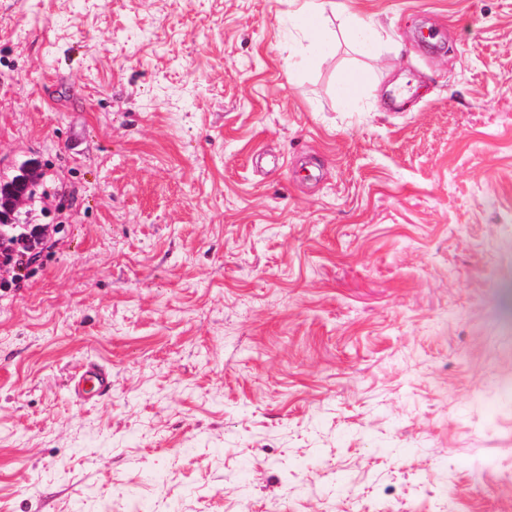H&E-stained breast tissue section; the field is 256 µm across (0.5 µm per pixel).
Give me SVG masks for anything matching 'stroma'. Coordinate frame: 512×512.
Segmentation results:
<instances>
[{"label": "stroma", "instance_id": "obj_1", "mask_svg": "<svg viewBox=\"0 0 512 512\" xmlns=\"http://www.w3.org/2000/svg\"><path fill=\"white\" fill-rule=\"evenodd\" d=\"M350 7L0 0V512H512V0ZM298 7L295 11V19L298 27L312 39L320 42L319 47L325 50L329 46L324 13L327 6L335 8L344 14V27L348 38L362 51L374 54L378 48V35L375 25L356 14L348 11L345 2L333 0H295ZM366 82L361 72L347 73L337 84L336 96L340 102L350 104L360 95ZM40 181L39 175L30 166L23 165L19 173L8 182L0 185V227L1 235H5L3 227L12 229L27 227L18 224V216L21 209L32 200L34 192ZM28 233L24 230H16L14 233L1 238L0 255L3 257L9 269L7 273L10 279L0 280V288H14L23 278L21 271L33 262L36 257L51 242L55 227L50 224H32ZM111 384V375L106 370L90 364L73 379L71 392L78 400L88 401L96 393L108 389Z\"/></svg>", "mask_w": 512, "mask_h": 512}]
</instances>
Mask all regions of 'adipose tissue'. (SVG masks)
Returning a JSON list of instances; mask_svg holds the SVG:
<instances>
[{
  "mask_svg": "<svg viewBox=\"0 0 512 512\" xmlns=\"http://www.w3.org/2000/svg\"><path fill=\"white\" fill-rule=\"evenodd\" d=\"M295 19L298 27L312 39L319 41L321 48H328L329 35L324 13L327 6L343 12L344 27L348 38L362 51L372 54L378 48L375 25L356 14L350 13L345 0H297Z\"/></svg>",
  "mask_w": 512,
  "mask_h": 512,
  "instance_id": "obj_1",
  "label": "adipose tissue"
}]
</instances>
